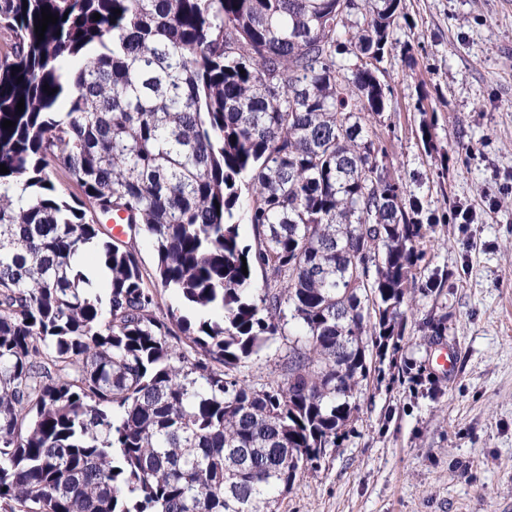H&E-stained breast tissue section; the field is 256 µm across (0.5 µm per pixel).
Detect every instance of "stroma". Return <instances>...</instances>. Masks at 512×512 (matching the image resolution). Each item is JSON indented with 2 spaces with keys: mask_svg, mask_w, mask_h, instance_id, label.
<instances>
[{
  "mask_svg": "<svg viewBox=\"0 0 512 512\" xmlns=\"http://www.w3.org/2000/svg\"><path fill=\"white\" fill-rule=\"evenodd\" d=\"M378 77L369 127L432 224L417 277L448 279L413 296L403 380L370 376L277 512H512V0H405Z\"/></svg>",
  "mask_w": 512,
  "mask_h": 512,
  "instance_id": "stroma-1",
  "label": "stroma"
}]
</instances>
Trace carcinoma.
Segmentation results:
<instances>
[{
	"label": "carcinoma",
	"instance_id": "carcinoma-1",
	"mask_svg": "<svg viewBox=\"0 0 512 512\" xmlns=\"http://www.w3.org/2000/svg\"><path fill=\"white\" fill-rule=\"evenodd\" d=\"M402 10L0 0V512H275L354 431L430 228L370 156ZM285 354L283 341L277 339L269 344L267 348L259 353L251 367L245 372L246 378L254 383L267 381L271 371L275 370Z\"/></svg>",
	"mask_w": 512,
	"mask_h": 512
}]
</instances>
